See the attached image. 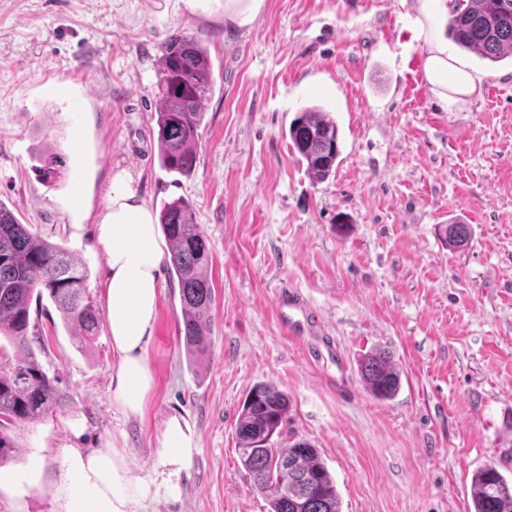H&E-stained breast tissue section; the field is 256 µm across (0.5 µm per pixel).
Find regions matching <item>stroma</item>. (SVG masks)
Listing matches in <instances>:
<instances>
[{
	"label": "stroma",
	"mask_w": 512,
	"mask_h": 512,
	"mask_svg": "<svg viewBox=\"0 0 512 512\" xmlns=\"http://www.w3.org/2000/svg\"><path fill=\"white\" fill-rule=\"evenodd\" d=\"M416 0H264L240 29L224 0H0V203L88 269L105 306L96 227L126 172L159 212L177 197L208 238L216 292L211 344L180 334L177 278L163 270L142 416L112 402L108 324L76 347L51 301L34 331L64 410L13 429L0 512H51L63 448H122L153 480L159 512H267L236 452L241 405L260 382L290 400L284 430L309 439L336 479L342 512H471L475 471L512 479V60L457 55L482 92L448 107L423 79ZM196 37L213 66L197 165L167 172L157 149L159 58L167 36ZM337 121L340 163L306 172L288 135L299 108ZM65 164L45 184L39 154ZM469 228L459 249L445 229ZM317 313L337 358L289 338L281 285ZM389 351L390 400L359 364ZM191 432L174 472L161 436ZM179 487L170 495L169 483Z\"/></svg>",
	"instance_id": "35a3bbf8"
}]
</instances>
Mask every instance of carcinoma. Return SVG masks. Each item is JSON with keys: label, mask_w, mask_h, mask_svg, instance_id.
Wrapping results in <instances>:
<instances>
[{"label": "carcinoma", "mask_w": 512, "mask_h": 512, "mask_svg": "<svg viewBox=\"0 0 512 512\" xmlns=\"http://www.w3.org/2000/svg\"><path fill=\"white\" fill-rule=\"evenodd\" d=\"M448 34L459 48L490 62L512 57V0H455ZM210 88L211 62L197 39L186 33L170 35L157 82V142L165 170L186 175L194 169ZM289 138L314 180L323 181L335 171L341 155L340 128L322 107L301 108L289 126ZM38 172L45 183L57 182L59 158H43ZM159 224L169 243L166 264L178 279L184 343L203 353L210 345L216 305L206 274L211 262L208 239L195 222L192 205L182 198L163 203ZM468 234L465 224L448 225V245L462 247ZM87 277V268L66 249L32 234L0 203V337L15 351L13 359L0 362V465L14 458L12 427L66 406L29 338L32 310H40L43 298H48L73 329L75 344L89 343L100 329L101 314L86 291ZM360 373L377 399H391L400 389V370L385 353L366 355ZM289 408L288 396L272 382L250 390L235 428L242 465L265 494L268 512H342L336 479L318 448L304 439L292 438L282 448L273 441L282 436ZM471 495L473 512H512V481L492 466L473 474Z\"/></svg>", "instance_id": "cac0c4a2"}]
</instances>
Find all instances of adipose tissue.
<instances>
[{
  "instance_id": "1",
  "label": "adipose tissue",
  "mask_w": 512,
  "mask_h": 512,
  "mask_svg": "<svg viewBox=\"0 0 512 512\" xmlns=\"http://www.w3.org/2000/svg\"><path fill=\"white\" fill-rule=\"evenodd\" d=\"M452 0H417L416 24L423 39V75L432 94L450 105L478 95L482 76L448 49ZM106 252V302L112 348V401L125 415L141 416L154 387L146 349L159 305L166 245L156 219L124 173L112 178L110 204L98 224ZM63 474L55 486L53 512H148L157 499L153 482L130 475L123 449L64 448Z\"/></svg>"
}]
</instances>
